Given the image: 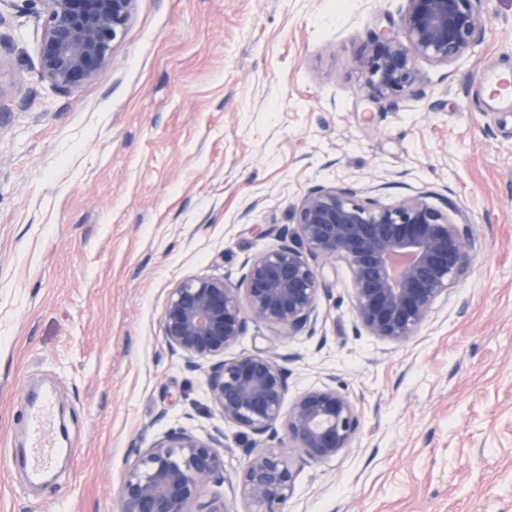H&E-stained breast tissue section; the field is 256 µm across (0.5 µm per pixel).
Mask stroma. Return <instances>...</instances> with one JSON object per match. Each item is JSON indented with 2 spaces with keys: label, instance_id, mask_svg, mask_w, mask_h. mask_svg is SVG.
I'll list each match as a JSON object with an SVG mask.
<instances>
[{
  "label": "stroma",
  "instance_id": "35a3bbf8",
  "mask_svg": "<svg viewBox=\"0 0 512 512\" xmlns=\"http://www.w3.org/2000/svg\"><path fill=\"white\" fill-rule=\"evenodd\" d=\"M404 0H137L104 76L61 91L40 74L42 21L0 0V512H116L132 451L169 429L247 439L214 412L202 372L160 320L194 275L236 277L291 226L303 191L354 182L381 203L448 199L473 272L422 330L358 329L344 263L314 335L250 321L235 353L277 342L290 396L348 393L361 429L342 458L302 466L281 512H512V109L475 103L512 66V0H483L485 35L444 69L446 105L363 98L359 60ZM51 388L74 453L28 490L32 391Z\"/></svg>",
  "mask_w": 512,
  "mask_h": 512
}]
</instances>
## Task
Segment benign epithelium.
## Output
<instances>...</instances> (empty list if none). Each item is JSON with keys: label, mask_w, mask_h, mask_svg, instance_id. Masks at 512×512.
<instances>
[{"label": "benign epithelium", "mask_w": 512, "mask_h": 512, "mask_svg": "<svg viewBox=\"0 0 512 512\" xmlns=\"http://www.w3.org/2000/svg\"><path fill=\"white\" fill-rule=\"evenodd\" d=\"M43 18L41 75L59 89L103 77L112 66L136 0H29ZM397 26L372 33L359 60L365 97L396 111L427 96L425 61L449 67L482 42V0H405ZM375 187L356 183L316 185L293 209V232L272 227L268 249L246 258L240 275H198L168 294L160 325L174 355L190 369H205L209 400L224 423L252 436L242 449L235 479L224 469V433L201 437L187 429L168 431L153 447L135 450L117 512H235L214 496L229 485L245 512H279L294 491L298 469L344 456L360 428L353 399L336 389L307 390L288 398V376L276 348L225 358L247 330L263 321L284 336H312L319 302L332 293L324 265L338 261L350 273L357 326L394 344L415 337L448 290L474 269L471 231L448 207L418 191L384 205ZM285 434L290 458L267 445Z\"/></svg>", "instance_id": "benign-epithelium-1"}]
</instances>
